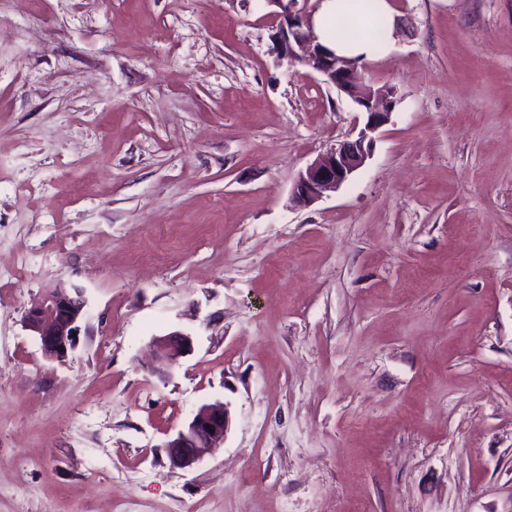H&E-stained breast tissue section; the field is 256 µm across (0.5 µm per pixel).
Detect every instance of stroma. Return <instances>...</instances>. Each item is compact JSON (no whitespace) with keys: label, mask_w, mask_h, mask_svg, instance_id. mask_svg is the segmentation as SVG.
I'll use <instances>...</instances> for the list:
<instances>
[{"label":"stroma","mask_w":512,"mask_h":512,"mask_svg":"<svg viewBox=\"0 0 512 512\" xmlns=\"http://www.w3.org/2000/svg\"><path fill=\"white\" fill-rule=\"evenodd\" d=\"M399 2L390 118L303 207L364 115L264 0H0V512H512V0ZM55 286L62 363L23 324ZM81 294L71 295L62 287L49 289L42 300L25 314V327L34 333L45 358L64 362L79 344L86 316ZM154 347L152 372L162 377L170 373L179 357L189 355L193 350V340L187 333L172 331L156 340ZM229 427V411L223 402L203 405L191 421L165 443L171 468H192L210 448L224 441Z\"/></svg>","instance_id":"1"}]
</instances>
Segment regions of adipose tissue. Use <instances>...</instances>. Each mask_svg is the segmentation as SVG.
<instances>
[{"mask_svg":"<svg viewBox=\"0 0 512 512\" xmlns=\"http://www.w3.org/2000/svg\"><path fill=\"white\" fill-rule=\"evenodd\" d=\"M397 9L392 0H319L313 15V26L319 41L337 55L361 61L373 59L383 51L384 45L361 33L339 40L334 36L337 20L346 18L359 22L362 27L372 21L393 28Z\"/></svg>","mask_w":512,"mask_h":512,"instance_id":"adipose-tissue-1","label":"adipose tissue"}]
</instances>
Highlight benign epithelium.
Segmentation results:
<instances>
[{"mask_svg":"<svg viewBox=\"0 0 512 512\" xmlns=\"http://www.w3.org/2000/svg\"><path fill=\"white\" fill-rule=\"evenodd\" d=\"M274 7L278 56L317 72L326 84L349 97L363 112L367 122L354 139L341 142L316 158L299 173L292 188L299 204H312L328 191L346 183L370 157L374 134L384 124L395 105V91L374 86L362 74L364 67L350 58L319 44L312 27L313 10L308 0H265ZM86 316V301L61 287L50 289L25 314V327L34 333L45 358L63 362L79 344ZM193 350L191 335L172 331L155 342L152 372L170 373L177 359ZM229 427V411L223 402L202 406L191 421L165 443L171 468L185 470L196 465L204 453L224 441Z\"/></svg>","mask_w":512,"mask_h":512,"instance_id":"obj_1","label":"benign epithelium"}]
</instances>
